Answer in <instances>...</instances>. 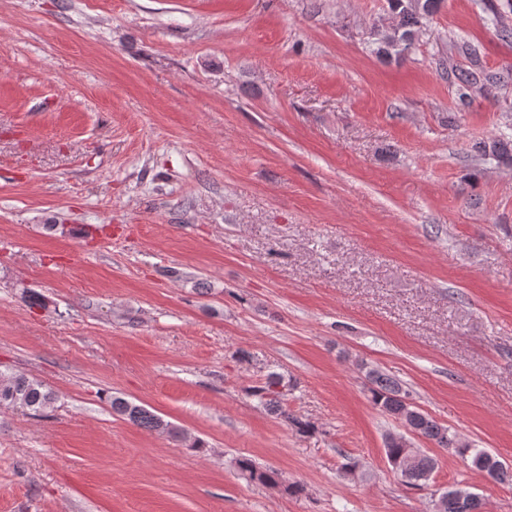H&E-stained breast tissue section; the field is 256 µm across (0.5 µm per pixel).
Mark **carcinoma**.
Wrapping results in <instances>:
<instances>
[{"label": "carcinoma", "instance_id": "carcinoma-1", "mask_svg": "<svg viewBox=\"0 0 512 512\" xmlns=\"http://www.w3.org/2000/svg\"><path fill=\"white\" fill-rule=\"evenodd\" d=\"M387 4L388 11L397 22L392 28L377 32L375 53L386 59L399 61L406 58L403 54L405 43L415 38L420 28L433 20L441 8L442 0H387ZM480 8L485 14V21L498 27L501 40L512 43V29L499 26L502 14L512 12V0H481ZM452 49L455 54L465 59L467 65L461 67L451 60H444L442 67L448 81L455 86L458 106L463 109L470 104L474 96L491 94L492 88L500 82V75L485 68L479 44L464 41L453 44ZM474 152L481 160H493L511 167L512 125L505 126L499 135L490 141L476 143ZM365 377L370 383L371 402L382 413L440 448L450 449L461 457H471L474 466L486 472L492 479L499 482L512 480L511 468L486 466L491 457L490 453L460 442L448 428L411 405L407 401V390L403 389L398 381L374 368L368 369ZM287 391L288 384L272 375L264 384L252 387L251 395L271 413L284 419L298 432L305 433L309 431L310 424L288 413L282 406ZM55 400V392L42 382L21 374L0 371V406L19 405L40 413L49 408ZM111 408L141 428L169 430V424L158 415L121 397L112 398ZM384 452L389 463L411 460L410 468L400 471L403 482L411 486H420L429 481L436 466L434 458L411 447L409 441L402 435L388 437ZM238 468L248 473L252 479L270 484L277 483L275 472L258 469L249 458L240 459ZM482 509L483 503L476 494L458 497L447 491L439 499L438 512H482Z\"/></svg>", "mask_w": 512, "mask_h": 512}]
</instances>
